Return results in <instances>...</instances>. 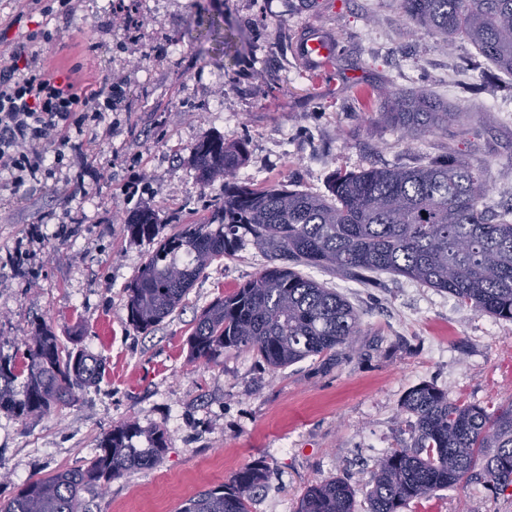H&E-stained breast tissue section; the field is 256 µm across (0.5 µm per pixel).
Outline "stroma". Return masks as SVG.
I'll use <instances>...</instances> for the list:
<instances>
[{
	"label": "stroma",
	"mask_w": 512,
	"mask_h": 512,
	"mask_svg": "<svg viewBox=\"0 0 512 512\" xmlns=\"http://www.w3.org/2000/svg\"><path fill=\"white\" fill-rule=\"evenodd\" d=\"M141 22L112 25L117 0H79L69 17L0 0V50L23 32L62 31L39 51L56 78L85 87L125 80L124 108L105 116L82 153L40 185L0 191V353L14 354L38 323L105 362L74 406L24 420L0 411V498L32 477L87 463L98 439L134 419L159 426L160 461L85 489L89 512H181L198 493L262 461L268 480L250 512H296L304 489L340 478L368 512L376 465L414 443L402 408L421 384L462 404H512V321L459 305L448 294L390 273L370 283L306 266L304 275L348 299L361 317L349 344L273 369L250 351L216 364L190 361L187 339L216 298L258 275L264 255L246 246L213 261L181 308L153 332L127 318L126 285L155 249L127 224L153 211L162 235L200 219L221 180L201 186L195 145L245 139L241 180L326 193L334 174L370 165L416 166L453 154L482 167L484 206H512V98L507 76L466 42L412 30L396 0H124ZM221 22L230 43L202 35ZM336 45L331 68L312 78L298 42ZM164 47L155 57L153 47ZM427 93L459 111L447 133L412 139L382 123L386 93ZM111 171L108 181L97 169ZM405 512H512V486L442 489Z\"/></svg>",
	"instance_id": "1"
}]
</instances>
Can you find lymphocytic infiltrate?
<instances>
[{"mask_svg":"<svg viewBox=\"0 0 512 512\" xmlns=\"http://www.w3.org/2000/svg\"><path fill=\"white\" fill-rule=\"evenodd\" d=\"M59 35L32 31L0 51V175L15 192L50 175L47 160L62 162L77 138L99 127L104 111L119 110L124 101L122 84L108 76L90 91L56 82L35 45Z\"/></svg>","mask_w":512,"mask_h":512,"instance_id":"lymphocytic-infiltrate-1","label":"lymphocytic infiltrate"}]
</instances>
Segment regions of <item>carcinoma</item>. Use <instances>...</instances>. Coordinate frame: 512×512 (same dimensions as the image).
I'll use <instances>...</instances> for the list:
<instances>
[{
  "instance_id": "obj_1",
  "label": "carcinoma",
  "mask_w": 512,
  "mask_h": 512,
  "mask_svg": "<svg viewBox=\"0 0 512 512\" xmlns=\"http://www.w3.org/2000/svg\"><path fill=\"white\" fill-rule=\"evenodd\" d=\"M399 6L412 28L435 33L449 46L468 42L512 75V0H399ZM379 117L417 136L447 131L460 113L425 94L391 90ZM247 157L243 139L202 140L192 154L198 180L206 186L224 176V197L207 217L166 236L150 212L126 225L133 237L157 240L126 286L127 318L136 329L153 331L214 260L247 245L268 264L201 311L188 339L195 361L211 364L226 351L252 350L282 368L357 335L360 315L343 295L302 275L301 264L360 280L392 273L512 321V207L496 214L482 208L488 183L469 160L339 171L329 194L320 195L239 181ZM22 345L20 362L0 354V410L18 419L74 405L76 390L96 384L104 372L101 359L62 347L47 325ZM404 409L415 418L414 447L395 448L379 460L369 512H403L415 500L471 481L492 490L512 485V405L489 412L422 384L406 394ZM98 448L80 468L29 480L0 502V512H83L84 489L155 465L167 444L163 429L127 420L101 437ZM266 478L256 461L189 499L182 512H249ZM297 512H355L354 491L340 479L312 484Z\"/></svg>"
}]
</instances>
